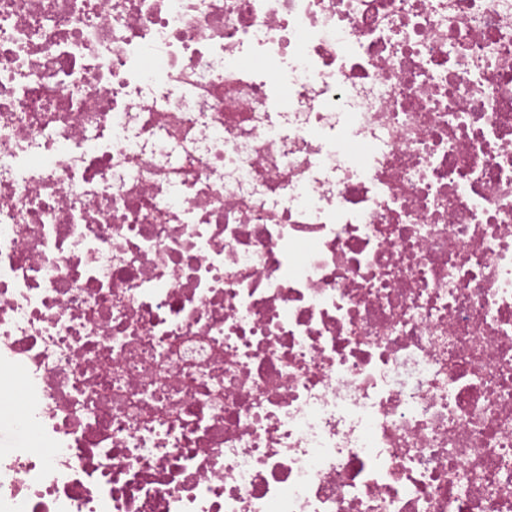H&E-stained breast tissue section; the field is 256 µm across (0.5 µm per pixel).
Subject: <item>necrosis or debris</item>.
I'll use <instances>...</instances> for the list:
<instances>
[{
    "label": "necrosis or debris",
    "instance_id": "necrosis-or-debris-1",
    "mask_svg": "<svg viewBox=\"0 0 512 512\" xmlns=\"http://www.w3.org/2000/svg\"><path fill=\"white\" fill-rule=\"evenodd\" d=\"M0 512H512V0H0Z\"/></svg>",
    "mask_w": 512,
    "mask_h": 512
}]
</instances>
